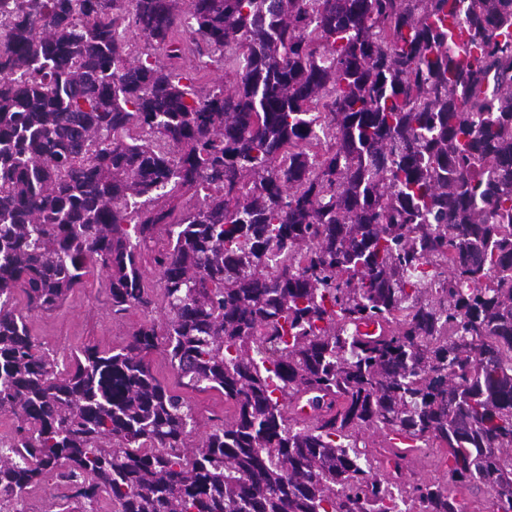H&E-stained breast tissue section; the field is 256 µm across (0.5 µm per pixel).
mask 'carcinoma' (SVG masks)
Masks as SVG:
<instances>
[{
	"label": "carcinoma",
	"mask_w": 512,
	"mask_h": 512,
	"mask_svg": "<svg viewBox=\"0 0 512 512\" xmlns=\"http://www.w3.org/2000/svg\"><path fill=\"white\" fill-rule=\"evenodd\" d=\"M94 268L144 319L61 361L30 323ZM184 388L228 410L196 440ZM3 415L0 512L50 474L54 512H512V0H20Z\"/></svg>",
	"instance_id": "carcinoma-1"
}]
</instances>
